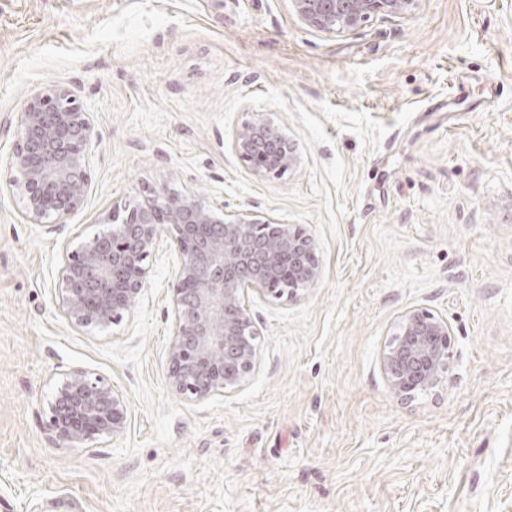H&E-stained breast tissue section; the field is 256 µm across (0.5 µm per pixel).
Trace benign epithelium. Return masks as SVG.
<instances>
[{
    "label": "benign epithelium",
    "instance_id": "obj_1",
    "mask_svg": "<svg viewBox=\"0 0 512 512\" xmlns=\"http://www.w3.org/2000/svg\"><path fill=\"white\" fill-rule=\"evenodd\" d=\"M418 0H292L297 16L336 34L378 15H403ZM97 145L91 113L71 89L51 86L25 102L12 158L11 186L32 224L77 211L89 184V156ZM235 150L261 175L281 174L298 160L278 126L255 113L234 139ZM166 233L180 256L173 288L175 339L169 385L190 399L238 386L254 369L259 331L246 293L291 299L321 275L312 238L292 224L249 213L219 216L200 195L156 190L132 208L116 205L106 228L67 254L62 305L78 326L107 327L130 309L149 276L145 261ZM448 321L426 310L402 315L381 367L393 394L408 399L430 390L448 370ZM126 424L122 394L94 373L69 372L51 403L47 430L79 445L116 437Z\"/></svg>",
    "mask_w": 512,
    "mask_h": 512
}]
</instances>
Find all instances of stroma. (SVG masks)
Wrapping results in <instances>:
<instances>
[{
	"label": "stroma",
	"instance_id": "1",
	"mask_svg": "<svg viewBox=\"0 0 512 512\" xmlns=\"http://www.w3.org/2000/svg\"><path fill=\"white\" fill-rule=\"evenodd\" d=\"M68 86L99 145L81 208L29 223L10 182L27 97ZM297 165L236 153L254 113ZM169 187L303 228L321 277L249 292L257 363L194 400L168 381L167 242L105 328L61 306L68 250ZM447 319L449 368L403 400L401 316ZM124 396L113 438L44 428L73 369ZM0 512H512V0H418L340 34L291 0H0Z\"/></svg>",
	"mask_w": 512,
	"mask_h": 512
}]
</instances>
